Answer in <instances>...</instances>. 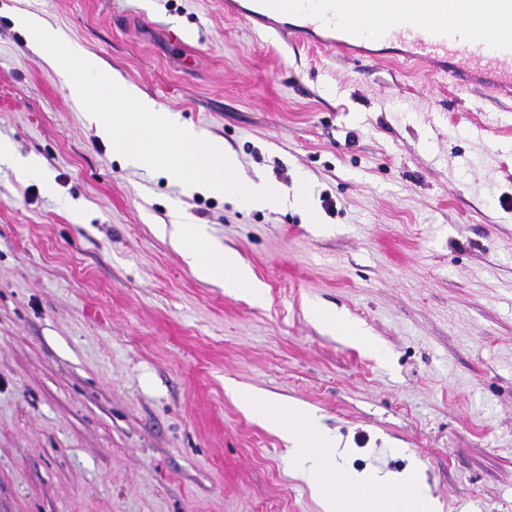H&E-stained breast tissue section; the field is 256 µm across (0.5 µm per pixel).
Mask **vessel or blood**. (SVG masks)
<instances>
[{
  "label": "vessel or blood",
  "instance_id": "vessel-or-blood-1",
  "mask_svg": "<svg viewBox=\"0 0 512 512\" xmlns=\"http://www.w3.org/2000/svg\"><path fill=\"white\" fill-rule=\"evenodd\" d=\"M224 12L356 65L393 60L512 100V0H224Z\"/></svg>",
  "mask_w": 512,
  "mask_h": 512
}]
</instances>
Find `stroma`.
<instances>
[{
  "label": "stroma",
  "mask_w": 512,
  "mask_h": 512,
  "mask_svg": "<svg viewBox=\"0 0 512 512\" xmlns=\"http://www.w3.org/2000/svg\"><path fill=\"white\" fill-rule=\"evenodd\" d=\"M22 14L285 204L123 163ZM0 140L41 171L0 166V512H322L234 385L313 409L348 471L512 512L511 102L255 32L224 0H0ZM175 220L261 300L200 279L158 232ZM313 315L332 331L342 336H346L349 340L371 349L381 357L385 355L384 351L375 345L370 337L367 336L366 331L361 327V325L351 321L344 314L336 311L315 308L313 310Z\"/></svg>",
  "instance_id": "obj_1"
}]
</instances>
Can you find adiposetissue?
<instances>
[{
	"instance_id": "1",
	"label": "adipose tissue",
	"mask_w": 512,
	"mask_h": 512,
	"mask_svg": "<svg viewBox=\"0 0 512 512\" xmlns=\"http://www.w3.org/2000/svg\"><path fill=\"white\" fill-rule=\"evenodd\" d=\"M197 274L223 281L226 287L252 292L247 272L238 259L213 247L202 226L173 224L165 230ZM243 409L273 426L287 425L284 435L299 475L319 497L323 512H434L432 498L412 477L393 473L350 474L339 463L343 450L312 412L283 407L240 390Z\"/></svg>"
}]
</instances>
